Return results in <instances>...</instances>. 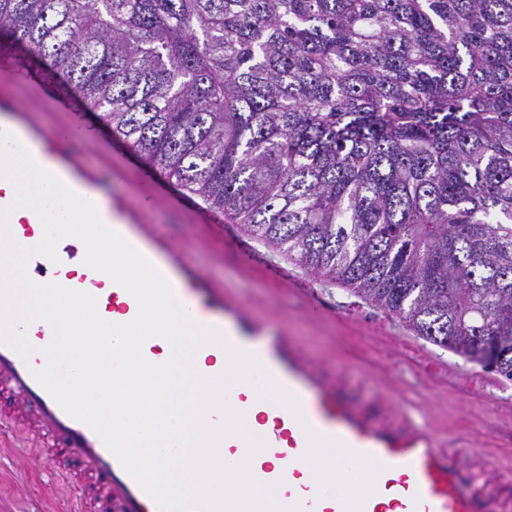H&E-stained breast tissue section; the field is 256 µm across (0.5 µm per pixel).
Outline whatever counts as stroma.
I'll list each match as a JSON object with an SVG mask.
<instances>
[{
    "label": "stroma",
    "instance_id": "stroma-1",
    "mask_svg": "<svg viewBox=\"0 0 512 512\" xmlns=\"http://www.w3.org/2000/svg\"><path fill=\"white\" fill-rule=\"evenodd\" d=\"M19 50L0 54V98L10 119L61 164L104 186L110 205H140L146 183L162 189L143 220L175 241L185 265L207 276L270 333L291 338L329 372L364 377L366 398L407 401L430 428L462 449L468 465L500 476L512 495V382L418 336L351 290L320 280L229 223L113 139L87 112L58 108L54 89L18 77ZM0 512H77L73 488L55 480L35 447L0 428Z\"/></svg>",
    "mask_w": 512,
    "mask_h": 512
}]
</instances>
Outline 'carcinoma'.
<instances>
[{"label": "carcinoma", "mask_w": 512, "mask_h": 512, "mask_svg": "<svg viewBox=\"0 0 512 512\" xmlns=\"http://www.w3.org/2000/svg\"><path fill=\"white\" fill-rule=\"evenodd\" d=\"M315 277L512 381V0H0V49Z\"/></svg>", "instance_id": "obj_1"}]
</instances>
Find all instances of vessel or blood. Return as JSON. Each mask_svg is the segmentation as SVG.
Listing matches in <instances>:
<instances>
[{
    "label": "vessel or blood",
    "mask_w": 512,
    "mask_h": 512,
    "mask_svg": "<svg viewBox=\"0 0 512 512\" xmlns=\"http://www.w3.org/2000/svg\"><path fill=\"white\" fill-rule=\"evenodd\" d=\"M104 218L162 274L188 313L224 337V344L203 345L199 356L213 360L228 345L251 354L296 400L291 409L250 389L235 395L243 419L273 424L250 475L273 487L275 502L286 512L294 507L299 512H512V501L497 497L484 474L466 468L412 408L396 405L380 412L351 398L344 380L318 369L288 338L268 335L222 289L184 267L175 246L153 238L150 225L137 223L133 211L115 209ZM70 259L67 252L55 263L33 257L34 280L76 287L93 295L98 307L126 321L135 318L138 305L131 294L93 269L73 281L66 269ZM44 364L37 351L25 360L0 344V423L17 435L36 436L56 477L74 487L82 512H159L94 430L66 413L34 379L33 370ZM314 448L340 449L332 464L336 471L370 469L366 489L350 498L338 479L311 482Z\"/></svg>",
    "instance_id": "vessel-or-blood-1"
}]
</instances>
